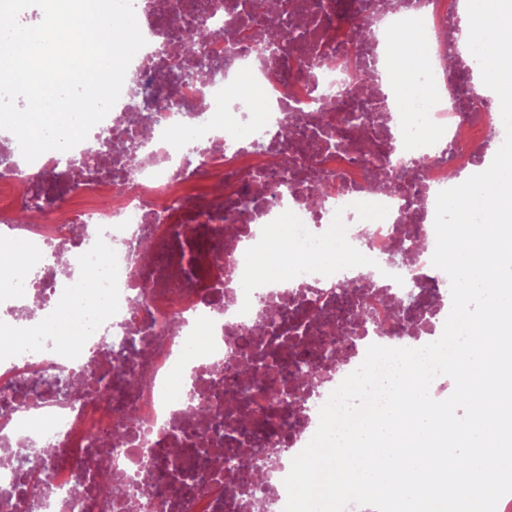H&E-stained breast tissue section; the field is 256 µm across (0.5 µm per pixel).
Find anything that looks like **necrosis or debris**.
I'll list each match as a JSON object with an SVG mask.
<instances>
[{
    "mask_svg": "<svg viewBox=\"0 0 512 512\" xmlns=\"http://www.w3.org/2000/svg\"><path fill=\"white\" fill-rule=\"evenodd\" d=\"M249 4L133 0L146 44L127 72L146 104L130 112L122 89L89 141L139 143L137 167L105 150L86 166L89 142L29 163L14 136L0 138V254L15 256L0 287V512H127L103 490L105 469L135 484L140 512H283L293 458L368 347L418 348L443 332L452 299L432 263L437 195L453 174L486 170L505 139L495 99L477 93L471 68L448 64L459 0H374L370 13L363 0H305L304 14L264 22L293 32L273 81L264 41L189 53L168 26L177 16L227 31L248 21ZM366 16L370 36L354 40ZM327 23L336 63L324 68L305 33ZM406 28L424 34L413 105L382 89L347 95L356 75L400 58ZM205 54L223 60L217 82ZM172 58L195 81L174 83ZM244 83L263 91L259 111H240ZM167 96L173 109L157 111ZM283 155L290 166L277 165ZM388 164L418 191L366 190ZM61 211L68 225L57 224ZM340 245L357 267L303 258ZM60 253L74 264L51 263ZM92 266L102 306L72 304L82 333L62 345L57 309L76 270ZM361 309L369 329L338 344L337 368L289 377L280 400L256 387L252 372L320 349ZM407 309L432 331L408 332ZM275 440L279 462L259 475L204 462L213 448L229 456ZM190 443L195 453L178 455ZM34 447L44 479L32 489L15 457Z\"/></svg>",
    "mask_w": 512,
    "mask_h": 512,
    "instance_id": "4bbe7bcc",
    "label": "necrosis or debris"
}]
</instances>
